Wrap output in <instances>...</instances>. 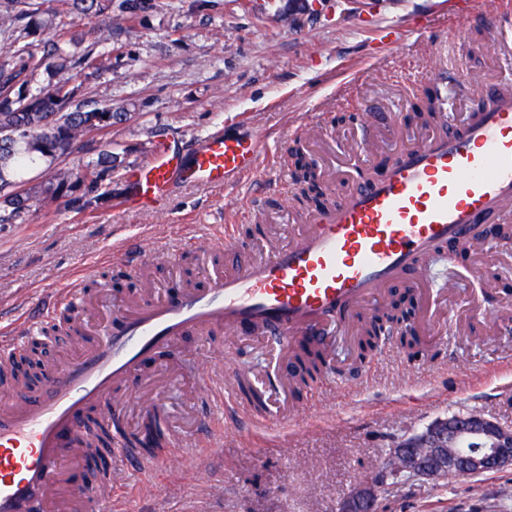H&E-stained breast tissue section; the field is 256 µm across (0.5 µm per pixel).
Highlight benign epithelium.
Segmentation results:
<instances>
[{"label": "benign epithelium", "mask_w": 512, "mask_h": 512, "mask_svg": "<svg viewBox=\"0 0 512 512\" xmlns=\"http://www.w3.org/2000/svg\"><path fill=\"white\" fill-rule=\"evenodd\" d=\"M512 467V426L479 411L437 419L399 441L370 478L354 487L337 512H377L389 480L405 473L437 482L449 476H479Z\"/></svg>", "instance_id": "benign-epithelium-1"}]
</instances>
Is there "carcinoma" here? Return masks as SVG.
Wrapping results in <instances>:
<instances>
[{"mask_svg": "<svg viewBox=\"0 0 512 512\" xmlns=\"http://www.w3.org/2000/svg\"><path fill=\"white\" fill-rule=\"evenodd\" d=\"M57 11L43 16L32 0H0V31L14 36L8 62L0 65V198L16 215L33 206L50 208L68 192L84 190L86 204L104 198L102 183L112 178L117 157L107 150L77 169L63 168L59 161L72 153L78 140L91 132L112 128L131 118L130 112H114L112 106L75 102L71 73L77 69L97 76L112 71V55L97 54L86 44V34L73 31L37 55L27 38L50 28L62 14L107 18L104 39L112 38V26L131 23L148 7L147 0H122L120 17L112 18V0H58ZM295 178L303 186L299 201H311L318 175L298 151L292 153ZM44 165L46 175L26 181L24 174ZM411 315L403 302L389 300L375 313L358 340L357 358L364 360L384 342V331ZM299 382L316 378L323 368L320 352L304 348L297 355Z\"/></svg>", "mask_w": 512, "mask_h": 512, "instance_id": "cac0c4a2", "label": "carcinoma"}]
</instances>
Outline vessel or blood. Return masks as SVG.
<instances>
[{
  "label": "vessel or blood",
  "mask_w": 512,
  "mask_h": 512,
  "mask_svg": "<svg viewBox=\"0 0 512 512\" xmlns=\"http://www.w3.org/2000/svg\"><path fill=\"white\" fill-rule=\"evenodd\" d=\"M255 136L209 133L189 151L163 144L128 181L129 203L143 208L180 183L232 186L258 166ZM512 223V93L489 87L471 102L463 125L405 149L372 180L354 181L332 208L315 211L297 240L259 260L242 255L235 271L213 272L201 288L172 286L164 300L144 298L122 312L81 284L43 305L15 335L0 339V357L41 335L64 306L77 329L103 315L95 341L64 365L48 369L40 386L20 390L0 411V512H94L106 494L97 483L77 486L75 466L87 455L80 444L96 409L120 417L126 392L144 364L176 340L204 331L250 335L265 328L276 357L253 400L292 393L285 362L299 340L327 349L352 343L354 320L393 287L413 283L421 259L468 239L487 224ZM112 452L138 470L171 464L167 449L143 455L120 434Z\"/></svg>",
  "instance_id": "vessel-or-blood-1"
}]
</instances>
